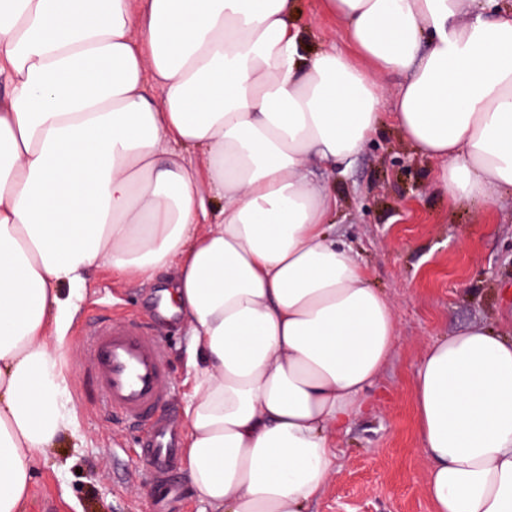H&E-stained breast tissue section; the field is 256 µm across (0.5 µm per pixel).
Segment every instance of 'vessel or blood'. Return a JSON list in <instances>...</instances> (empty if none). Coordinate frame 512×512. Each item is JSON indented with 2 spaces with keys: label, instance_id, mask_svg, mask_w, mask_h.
I'll list each match as a JSON object with an SVG mask.
<instances>
[{
  "label": "vessel or blood",
  "instance_id": "b4317fda",
  "mask_svg": "<svg viewBox=\"0 0 512 512\" xmlns=\"http://www.w3.org/2000/svg\"><path fill=\"white\" fill-rule=\"evenodd\" d=\"M89 379L121 420L145 426L143 453L159 493L172 491L174 435L160 410L170 400L166 353L134 320L93 324L88 332Z\"/></svg>",
  "mask_w": 512,
  "mask_h": 512
}]
</instances>
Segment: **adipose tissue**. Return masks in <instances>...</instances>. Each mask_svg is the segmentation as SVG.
I'll return each instance as SVG.
<instances>
[{"label":"adipose tissue","mask_w":512,"mask_h":512,"mask_svg":"<svg viewBox=\"0 0 512 512\" xmlns=\"http://www.w3.org/2000/svg\"><path fill=\"white\" fill-rule=\"evenodd\" d=\"M477 2L322 0L352 50L308 54L295 0H0V512L76 430L63 351L102 265L172 279L186 476L210 512H308L397 336L312 166L364 149L397 73L436 191L512 195V11ZM168 141L205 168L160 163ZM413 399L434 512H512V334L436 338Z\"/></svg>","instance_id":"obj_1"}]
</instances>
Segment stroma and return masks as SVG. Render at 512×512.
<instances>
[{
  "label": "stroma",
  "mask_w": 512,
  "mask_h": 512,
  "mask_svg": "<svg viewBox=\"0 0 512 512\" xmlns=\"http://www.w3.org/2000/svg\"><path fill=\"white\" fill-rule=\"evenodd\" d=\"M297 10L308 51L332 43L350 52L340 20L319 0H297ZM401 82L385 77L383 126L348 167L326 176L337 199L332 231L352 246L373 287L394 300L399 336L367 410L338 438L334 469L310 512H433L412 397L420 360L434 339L470 326L512 330V198L475 212L436 194L435 163L406 145L391 117ZM169 285L165 277L144 281L106 267L89 273L68 333L77 432L44 452L26 512H155L141 431L114 421L87 385L84 329L99 316L159 326L174 386L164 414L186 427L188 327L158 310Z\"/></svg>",
  "instance_id": "stroma-1"
}]
</instances>
